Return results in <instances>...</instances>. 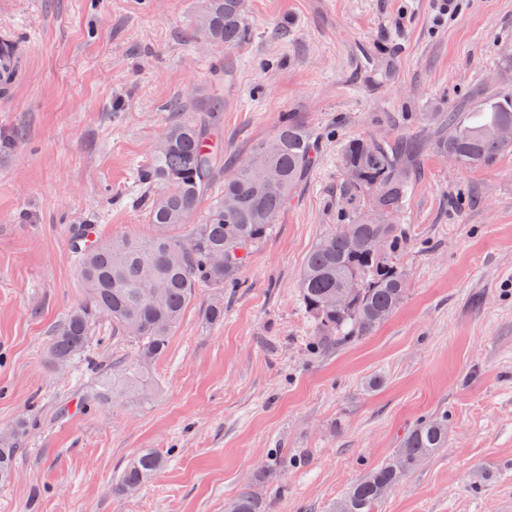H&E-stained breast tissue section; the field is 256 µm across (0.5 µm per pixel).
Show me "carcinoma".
I'll use <instances>...</instances> for the list:
<instances>
[{
    "instance_id": "cac0c4a2",
    "label": "carcinoma",
    "mask_w": 512,
    "mask_h": 512,
    "mask_svg": "<svg viewBox=\"0 0 512 512\" xmlns=\"http://www.w3.org/2000/svg\"><path fill=\"white\" fill-rule=\"evenodd\" d=\"M245 0H203L196 27L214 45L231 47L246 34ZM169 124L152 158L138 171L148 223L147 238L103 240L75 250L87 289L83 307L72 311L53 336L49 357L59 369L90 358L92 325L100 316L112 332L137 343V364L86 393L80 408L118 398H138L147 389V368L165 356L169 337L185 309L203 287L236 288L254 250L270 234L293 190L317 163L316 140L290 116L276 136L258 144L236 171L224 178L223 194L199 224L191 217L224 171V103L218 98H181L170 104ZM481 120L468 123L455 112L437 117L433 148L464 168L491 164L512 151L496 127L512 125V94L493 95L481 105ZM419 147L410 139L357 137L342 149L344 190L355 207L352 215L329 228L308 253L298 281L305 313L313 321L315 346L331 347L371 335L402 303L407 276L399 257L408 240L397 222L413 185ZM350 289L343 304L336 291ZM32 420H19L0 438V484L10 481L18 442ZM448 445V425L440 418L411 427L399 448L371 469L332 508V512H375L382 491ZM167 463L146 449L131 458L112 492L127 495ZM225 512H269L266 500L243 489Z\"/></svg>"
}]
</instances>
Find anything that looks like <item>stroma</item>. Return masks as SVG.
<instances>
[{
  "label": "stroma",
  "instance_id": "35a3bbf8",
  "mask_svg": "<svg viewBox=\"0 0 512 512\" xmlns=\"http://www.w3.org/2000/svg\"><path fill=\"white\" fill-rule=\"evenodd\" d=\"M199 0H0L21 56L0 89V433L33 419L0 512H224L245 487L271 512H330L420 420L448 445L376 512H503L512 502V152L463 168L432 148L438 113L512 92V0H246L233 47L196 32ZM224 102V170L283 115L318 163L234 289L201 288L140 400L81 412L101 370L134 359L106 319L64 371L47 346L85 290L72 227L147 237L136 181L193 92ZM422 143L400 216L406 297L372 336L312 350L297 287L316 239L349 210L339 155L355 137ZM224 306L208 324L204 309ZM168 461L132 497L136 453Z\"/></svg>",
  "mask_w": 512,
  "mask_h": 512
}]
</instances>
